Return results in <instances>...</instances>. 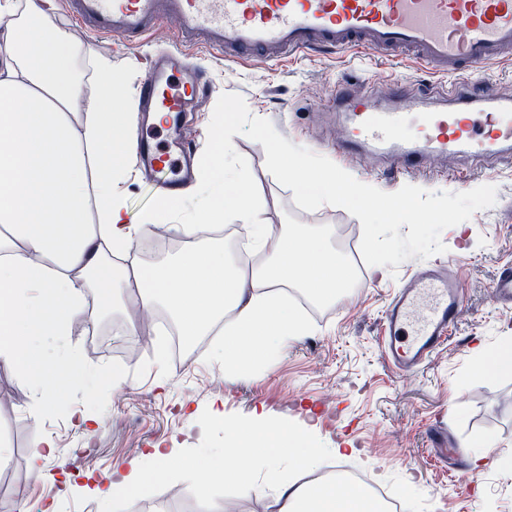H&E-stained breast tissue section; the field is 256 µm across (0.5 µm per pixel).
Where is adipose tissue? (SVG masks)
Returning a JSON list of instances; mask_svg holds the SVG:
<instances>
[{"mask_svg": "<svg viewBox=\"0 0 512 512\" xmlns=\"http://www.w3.org/2000/svg\"><path fill=\"white\" fill-rule=\"evenodd\" d=\"M81 50L60 31L51 0H26L19 19L0 32V364L29 382L34 405L50 403L58 381L51 337L64 335L88 306L109 312L117 296L142 312L165 310L185 337L219 330L230 370L263 363L308 334L288 288L331 302L349 284L348 269L323 233H276L260 220L227 139L217 144L220 171L199 170L195 188L206 203L193 223L173 230L190 238L201 225H248L262 263L241 268L213 245L190 246L151 269L109 262L136 246L135 227L113 191L130 149L113 132L129 106L117 98L118 81L103 60L96 97L82 99L72 67ZM79 99L85 105L77 119L71 106ZM211 422L224 431L218 456L199 461L154 445L97 479L96 499L121 495L135 512L143 489L177 468L203 488L230 482L243 496L272 491L279 512H376L360 488L283 477L281 462L308 471L327 456L310 432L272 426L258 412L239 420L215 408Z\"/></svg>", "mask_w": 512, "mask_h": 512, "instance_id": "ef3b65f1", "label": "adipose tissue"}]
</instances>
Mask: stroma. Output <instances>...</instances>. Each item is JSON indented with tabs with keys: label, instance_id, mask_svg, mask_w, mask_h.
Instances as JSON below:
<instances>
[{
	"label": "stroma",
	"instance_id": "35a3bbf8",
	"mask_svg": "<svg viewBox=\"0 0 512 512\" xmlns=\"http://www.w3.org/2000/svg\"><path fill=\"white\" fill-rule=\"evenodd\" d=\"M97 57L110 60L122 77L117 92L137 103L146 76V58L175 46L171 27L157 30L144 44L126 45L116 37H77ZM204 68L209 89L194 115L197 150H204L207 129L221 94L237 93L252 115L269 120L292 144L336 159L339 167L376 188L394 192L410 184L429 191L464 192L483 184L497 189L495 204L464 222L463 232L447 228L441 261L460 277L462 313L447 345L421 367L403 371L383 354L382 312L425 262L413 257L397 270L365 265L362 227L343 208L324 205L299 208L293 192L282 187L266 168L262 144L246 136L232 138L233 153L245 187L273 229L325 232L346 266L354 287L332 303L316 306L306 318L308 335L294 340L270 363L247 372H228L216 351L220 338L204 349L188 344L180 363H166V388L155 385V348L163 337L139 311L114 302L109 322L79 321L68 328L72 358L60 367L91 378L104 369L121 368L117 389L100 395H75L58 387L49 408L31 406L24 380L0 368V512H15L19 498L29 497L55 512H99L89 490L93 479L110 474L113 465L163 442L183 448H223L221 431L202 432L213 403L224 405L232 419L249 417L261 407L272 424L289 422L315 430L325 447L342 445L345 456L332 455L324 466L350 469L389 486L412 512H512V470L470 461L468 444L491 437L497 453L512 454V377L477 370L472 349L492 346L512 335V308L495 299L492 284L500 268L512 267V166L488 170L465 157L442 162L439 174L427 178H388L389 155L364 162L337 158L335 134L342 121L332 112L333 98L343 86L356 97L370 95L390 105L400 96L420 94V109L432 106L427 93L442 83L411 54L389 59L375 51L313 49L283 63L261 60L222 61L203 49L188 51ZM464 174L457 182L456 174ZM130 223H146L157 205V186L147 184L133 161H126L115 186ZM137 323L136 334L126 326ZM190 403L184 411L182 403ZM98 420L93 432L78 424L80 413ZM51 438L56 456L40 474H32L30 457L36 437ZM167 497L184 512H277L269 495L244 497L234 486L201 491L182 473L173 472L149 487L143 500Z\"/></svg>",
	"mask_w": 512,
	"mask_h": 512
}]
</instances>
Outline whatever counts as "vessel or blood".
I'll return each mask as SVG.
<instances>
[{
    "mask_svg": "<svg viewBox=\"0 0 512 512\" xmlns=\"http://www.w3.org/2000/svg\"><path fill=\"white\" fill-rule=\"evenodd\" d=\"M67 15L94 35L147 39L162 22H174L179 48L155 56L138 97L139 121L161 112L179 130L202 98L203 84L185 52L198 46L219 58L261 56L282 61L306 50L370 48L408 51L419 64L449 76L431 91L437 105L407 126L402 108L358 100L341 91L347 111L344 155L395 151L394 174L422 175L451 154L488 159L512 155V113L500 100L471 98L464 77L476 67L512 55V0H66ZM138 169L168 193H181L194 178V148L180 138L163 148L129 130ZM461 312L458 280L430 264L399 289L386 306L384 348L396 366L416 368L447 344Z\"/></svg>",
    "mask_w": 512,
    "mask_h": 512,
    "instance_id": "obj_1",
    "label": "vessel or blood"
}]
</instances>
